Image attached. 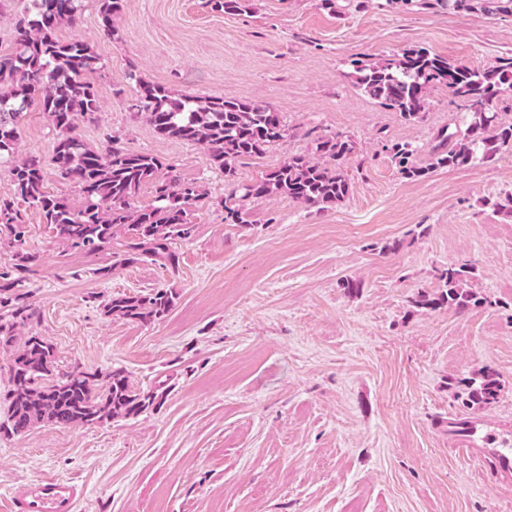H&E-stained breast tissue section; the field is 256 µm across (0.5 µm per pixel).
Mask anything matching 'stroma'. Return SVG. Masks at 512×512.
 I'll use <instances>...</instances> for the list:
<instances>
[{
	"mask_svg": "<svg viewBox=\"0 0 512 512\" xmlns=\"http://www.w3.org/2000/svg\"><path fill=\"white\" fill-rule=\"evenodd\" d=\"M205 2L125 0L110 35L84 0L57 30L98 57L88 78L100 110L78 118L75 135L166 159L199 199L172 266L116 267L111 250L69 248L21 203L22 248L38 256L19 287L21 335L50 343L58 371L120 367L163 399L135 417L0 434V512L43 477L83 486L76 512H512V491L459 455L448 431L475 416L512 440V215L495 209L512 195V151L428 169L441 130L460 125L458 101L436 88L408 123L361 89L352 66L424 47L488 68L512 57V15L447 0H246L233 15ZM143 83L270 106L289 135L225 182L202 146L161 138L131 111ZM337 133L356 146L342 201L245 196ZM54 136L31 107L21 154L50 158ZM392 138L417 147L424 176L399 174L382 148ZM228 199L242 222L226 221ZM461 262L480 304L418 306L437 293L438 271ZM158 288L176 299L154 323L105 313L114 296ZM484 368L499 375V399L468 409L463 383Z\"/></svg>",
	"mask_w": 512,
	"mask_h": 512,
	"instance_id": "35a3bbf8",
	"label": "stroma"
}]
</instances>
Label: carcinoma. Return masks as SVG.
Segmentation results:
<instances>
[{"mask_svg": "<svg viewBox=\"0 0 512 512\" xmlns=\"http://www.w3.org/2000/svg\"><path fill=\"white\" fill-rule=\"evenodd\" d=\"M20 2L17 48L0 57V168H8L15 196L13 200L0 197V237L11 243L22 241L24 218L15 205L21 199L36 208L71 248L100 251L124 238L122 249L112 255V266L100 269L103 276L115 266L148 258L175 265L171 244L192 236L188 211L199 197L198 190L170 176L169 165L156 155L132 152L115 142L95 151L72 135L77 116L93 115L100 109L98 90L87 78L97 63L92 47L56 34L63 22L75 20L79 0ZM95 2L103 26L113 32L123 0ZM353 67L359 86L406 122L423 118L434 87L448 89L462 103L470 122L459 134H439L430 167L490 161L499 151L512 149V123H499L494 112L497 97L512 90V58L478 70L426 48H410L372 64L357 60ZM35 103L59 131L51 145L52 161L60 178L80 188L83 202L78 206L45 191L47 172L39 155L17 156L20 121ZM131 109L145 112L158 135L203 146L227 181L234 180L237 161L258 157L288 137V125L280 113L232 97L176 98L167 88L147 83L139 85L137 103ZM384 149L405 177L424 175L425 170L413 161L416 149L410 143L392 141ZM317 151L323 161L290 156L246 186V195H280L312 207L344 199L351 188L345 164L354 152L353 142L338 133L319 140ZM145 183L152 184L154 200L138 206ZM470 274L466 264L448 266L438 276L442 291L435 296L419 295L417 304L435 308L448 303L465 309L478 303L476 295L465 289ZM174 299L172 291L156 289L144 295L114 296L105 309L110 315L148 324L164 317ZM26 319L23 297L13 292V284L0 283V349L12 351L9 405L0 421V434L18 435L42 422L94 424L118 416L134 417L161 402L158 392L137 389L122 368L105 373L56 372L51 344L39 336L18 335ZM499 392L497 374L485 369L465 383L460 397L468 406L483 408L497 402Z\"/></svg>", "mask_w": 512, "mask_h": 512, "instance_id": "carcinoma-1", "label": "carcinoma"}]
</instances>
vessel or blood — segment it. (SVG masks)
<instances>
[{"label":"vessel or blood","mask_w":512,"mask_h":512,"mask_svg":"<svg viewBox=\"0 0 512 512\" xmlns=\"http://www.w3.org/2000/svg\"><path fill=\"white\" fill-rule=\"evenodd\" d=\"M467 424L471 437L466 444V455L479 462H491L499 482L512 488V448L481 436L483 424L479 418H468ZM82 494V487L74 481L42 478L13 496L8 512H75Z\"/></svg>","instance_id":"vessel-or-blood-1"}]
</instances>
